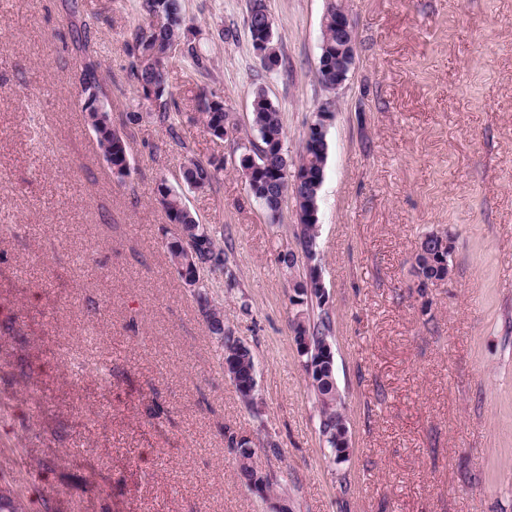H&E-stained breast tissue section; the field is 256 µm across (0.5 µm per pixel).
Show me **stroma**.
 <instances>
[{
  "mask_svg": "<svg viewBox=\"0 0 512 512\" xmlns=\"http://www.w3.org/2000/svg\"><path fill=\"white\" fill-rule=\"evenodd\" d=\"M181 4L204 66L172 56L171 127L129 79L139 0H0V486L27 512H274L239 482L230 430L252 435L291 512H512V0H346L357 60L335 92L317 75L328 0H268L287 62L274 73L247 0ZM83 27L127 142L122 182L82 112ZM203 87L232 138L196 119ZM260 89L293 161L336 100L316 252L352 440L339 465L277 261L298 248L294 198L270 221L232 161L258 139ZM213 157L221 180L187 187L184 162ZM163 179L229 259L203 281L254 356L256 407L169 262ZM430 231L452 237V273L421 289Z\"/></svg>",
  "mask_w": 512,
  "mask_h": 512,
  "instance_id": "35a3bbf8",
  "label": "stroma"
}]
</instances>
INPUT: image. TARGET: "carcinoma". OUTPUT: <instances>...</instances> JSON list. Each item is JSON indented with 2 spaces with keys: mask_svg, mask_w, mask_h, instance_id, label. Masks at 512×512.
Wrapping results in <instances>:
<instances>
[{
  "mask_svg": "<svg viewBox=\"0 0 512 512\" xmlns=\"http://www.w3.org/2000/svg\"><path fill=\"white\" fill-rule=\"evenodd\" d=\"M140 9L145 14L144 20L134 27L126 42V51L133 58L129 78L134 86L152 91L161 100L157 115L159 121H177L181 112L169 91L168 50L177 42L184 46V55L192 60L196 68L204 67L203 57L196 46L198 33L185 24L181 0H142ZM273 25L267 5L252 0L246 18L252 48H257L260 42L267 43L269 47L274 46ZM75 47L82 52L83 64L91 71L89 83L93 89L91 101L82 107V111L103 149L106 163L110 169L121 173L126 169L129 159L122 133L112 128L106 95L98 75L99 64L88 55L87 38H75ZM197 112L212 135L219 138L226 134L229 112L223 98L212 92L199 91ZM252 116L253 126L259 133V144H254L252 148L239 154L237 170L245 179L252 198L273 214L279 211L285 193L292 191L296 202L295 239L305 249L313 248L316 246L318 225L312 221V214L319 212L321 170L325 165L326 155L320 149L305 145L299 163H288L283 146L284 132L280 113L262 91L257 92L253 98ZM223 171L224 163L216 159L203 161L190 158L184 180L188 185L204 190L219 182ZM156 195L169 223L179 227V234L172 236L167 242L170 262H175L187 248L195 253V262L185 271H177L178 277L182 279L196 276L198 266L211 273H224V251L217 247L210 229L200 224L196 215L187 207L183 193L162 180L157 185ZM450 241V236L446 234L438 237L432 233L421 239L422 251L417 254L413 267L416 278L430 282L442 279V272L445 270L442 263L448 260ZM295 288L301 304L299 311L304 314V327L296 330V333L308 337L313 349L321 352L325 344L331 341L329 314L322 311L315 319L308 315V308L317 297L316 284L300 279ZM194 296L207 329L215 339L219 358L226 362L230 354H237L228 375L230 380L236 381L235 390L238 391L240 386L251 381L255 366L252 353L250 349L239 344L237 337L224 329V316L212 304L203 287H197ZM311 384L320 406L318 431L327 448H336V429L343 410V399L336 384L335 373L325 363L314 371Z\"/></svg>",
  "mask_w": 512,
  "mask_h": 512,
  "instance_id": "1",
  "label": "carcinoma"
}]
</instances>
